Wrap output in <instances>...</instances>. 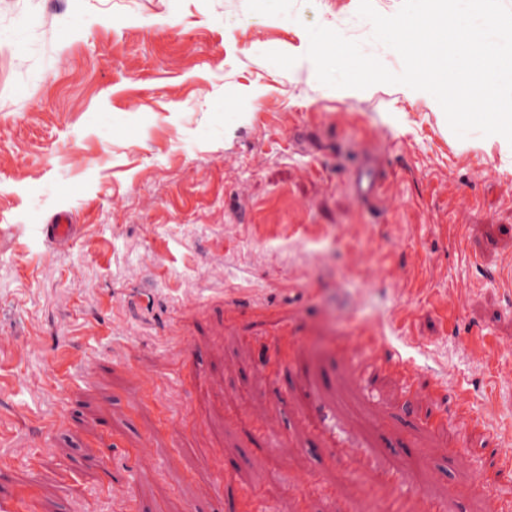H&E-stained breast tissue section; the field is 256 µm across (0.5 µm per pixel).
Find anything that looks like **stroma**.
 Wrapping results in <instances>:
<instances>
[{
  "label": "stroma",
  "mask_w": 512,
  "mask_h": 512,
  "mask_svg": "<svg viewBox=\"0 0 512 512\" xmlns=\"http://www.w3.org/2000/svg\"><path fill=\"white\" fill-rule=\"evenodd\" d=\"M358 4L0 0V499L18 512H373L381 472L384 498L512 512V354H471L512 341V150L458 138L427 92L321 84L313 24L402 70ZM367 157L383 181L363 204ZM61 212L64 244L44 233ZM349 344L421 371L423 410L399 374L352 376Z\"/></svg>",
  "instance_id": "obj_1"
}]
</instances>
